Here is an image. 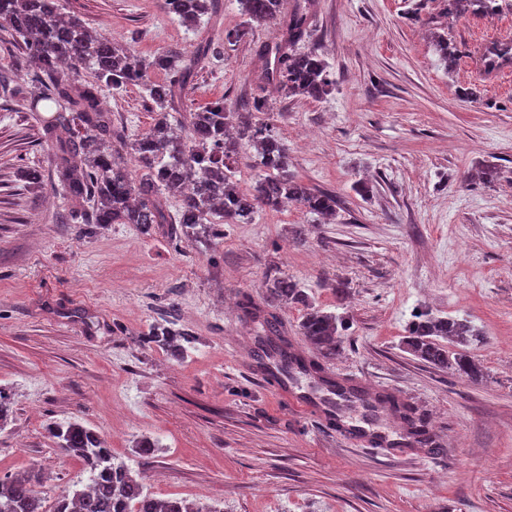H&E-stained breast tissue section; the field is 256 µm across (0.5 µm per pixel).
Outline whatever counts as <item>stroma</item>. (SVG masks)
<instances>
[{"label":"stroma","mask_w":512,"mask_h":512,"mask_svg":"<svg viewBox=\"0 0 512 512\" xmlns=\"http://www.w3.org/2000/svg\"><path fill=\"white\" fill-rule=\"evenodd\" d=\"M298 3L230 45L239 0H217L190 29L164 0H60L138 56L194 60L175 121L218 98L237 112L262 93L289 173L335 194L332 224L293 204L201 242L174 224L145 234L70 223L42 129L51 105L0 94V389L13 402L0 479L40 470L47 512L87 479L48 434L68 421L99 433L159 499L224 512H512V76L488 86L473 65L476 40L512 35V0L460 16L444 0H311L296 48L328 66L331 91L318 101L257 83L261 47ZM441 36L458 49L454 67ZM100 100L128 137L154 122L142 87H106ZM30 168L40 189L23 178ZM275 274L345 318L326 374L413 408L430 446L387 412L373 422L385 444L349 438L361 407L335 422L310 377L263 381L251 358L259 327L239 304L263 303ZM169 308L195 338L178 360L144 338ZM417 310L479 333L447 348L471 357L482 381L406 350ZM144 438L156 444L148 459Z\"/></svg>","instance_id":"1"}]
</instances>
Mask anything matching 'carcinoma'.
<instances>
[{
  "instance_id": "carcinoma-1",
  "label": "carcinoma",
  "mask_w": 512,
  "mask_h": 512,
  "mask_svg": "<svg viewBox=\"0 0 512 512\" xmlns=\"http://www.w3.org/2000/svg\"><path fill=\"white\" fill-rule=\"evenodd\" d=\"M245 22L228 31L225 40L237 42L254 21L273 20L281 13L283 0H239ZM214 0H164L168 14L187 27L196 26L208 14ZM496 0H448L450 15L470 10L489 13ZM306 16L300 10L289 17L285 39L268 45L265 55L274 57L264 79L284 95L321 99L330 91L325 61L316 53H298L295 43L304 33ZM0 30L19 40L25 49L21 65L39 76L38 92L30 106L40 101L55 105V114L44 124L45 137L54 145L53 173L74 220L85 224H135L148 229L153 224H179L185 236L219 238L223 224L251 222L260 208L276 209L294 202L326 219L336 217V196L315 191L288 175V149L276 128L262 118L268 110L263 96L253 98L251 111L228 112L219 98L189 113L188 124L169 119L174 100L182 97L186 83L181 56L168 51L151 59L139 58L106 37H97L83 22L61 12L58 0H0ZM84 70L91 80L81 82ZM168 71L175 79L146 84L148 73ZM122 90L144 86L156 104L150 131L134 139L112 127L101 107V86ZM122 143L141 170L133 177L126 161L112 155V141ZM255 150L251 159L264 169L250 193L241 191L235 179L238 147ZM302 304L306 312L299 334L315 350L318 360L308 362L312 372L331 384V393L342 389L323 375L322 362L336 357L343 343L344 319L314 306L308 294L284 276L268 281L265 332L288 346L282 323L273 310ZM407 350L436 368H452L472 382L481 373L470 357L449 359L441 340L468 345L476 336L472 329L453 318H438L417 311L406 327ZM146 340L179 359L190 342L189 333L174 323L157 322L149 327ZM50 436L67 453L80 459L90 483L57 500L53 512H215L182 499H158L145 491L142 479L122 463L113 462L112 449L100 435L80 423L48 428ZM40 477L32 470L0 481V512H47L38 490Z\"/></svg>"
}]
</instances>
